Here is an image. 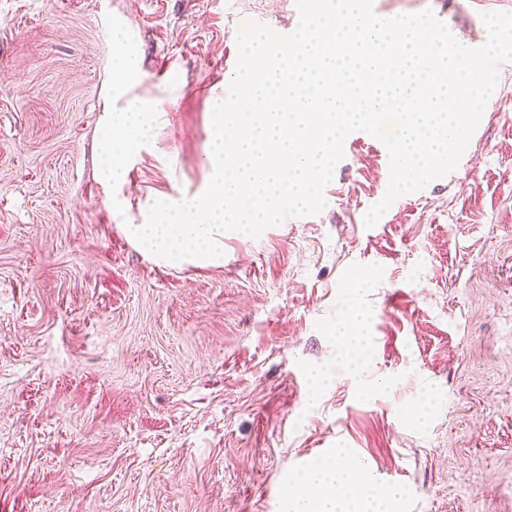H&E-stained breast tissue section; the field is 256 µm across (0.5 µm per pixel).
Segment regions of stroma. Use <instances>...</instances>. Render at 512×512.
I'll return each instance as SVG.
<instances>
[{"label":"stroma","mask_w":512,"mask_h":512,"mask_svg":"<svg viewBox=\"0 0 512 512\" xmlns=\"http://www.w3.org/2000/svg\"><path fill=\"white\" fill-rule=\"evenodd\" d=\"M373 6L471 48L512 12ZM249 17L291 33L296 0H0V512H283L336 448L400 512H512V62L456 169L375 226L388 152L355 132L320 213L225 233L220 266L155 263L123 225L207 186ZM119 54L157 115L108 187ZM354 311L352 357L332 333Z\"/></svg>","instance_id":"1"}]
</instances>
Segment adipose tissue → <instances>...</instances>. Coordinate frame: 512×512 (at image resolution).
I'll use <instances>...</instances> for the list:
<instances>
[{
	"instance_id": "obj_1",
	"label": "adipose tissue",
	"mask_w": 512,
	"mask_h": 512,
	"mask_svg": "<svg viewBox=\"0 0 512 512\" xmlns=\"http://www.w3.org/2000/svg\"><path fill=\"white\" fill-rule=\"evenodd\" d=\"M154 119L152 106L140 100L128 101L122 111L109 114L101 137L106 179L121 177L124 157L137 148L142 131ZM347 454V449H335L330 460L308 468L287 495L288 512H349L353 486L360 490L356 512H396L401 489L378 480L367 467L345 464Z\"/></svg>"
}]
</instances>
